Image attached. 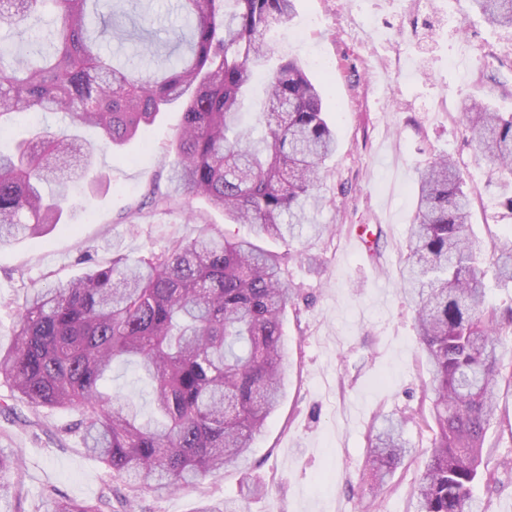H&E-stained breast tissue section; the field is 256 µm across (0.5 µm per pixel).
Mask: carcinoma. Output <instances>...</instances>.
Wrapping results in <instances>:
<instances>
[{
  "mask_svg": "<svg viewBox=\"0 0 512 512\" xmlns=\"http://www.w3.org/2000/svg\"><path fill=\"white\" fill-rule=\"evenodd\" d=\"M124 0H0V133L16 117L50 112L68 118L38 128L15 151H0V244L40 236L61 223L70 190L61 177L93 145L74 132L94 127L115 146L133 139L158 112L177 106L167 191L207 198L232 224L289 245L320 200L322 165L337 147L322 91L284 58L269 73L256 130L242 109L269 52L267 33L287 25L294 0H184L185 55L159 54L141 68L105 35L132 34L116 23ZM491 26L512 27V0H472ZM459 111L486 163L512 187V113L467 96ZM455 161L443 155L421 172L402 271L414 307L420 350L431 373L434 438L417 484L416 512H483L472 486L502 387H512L498 355L512 330V306H485V264L512 283V239L486 248L471 234V205ZM283 256L245 239L202 235L159 256L112 260L82 277L31 291L12 345L0 349V377L34 407L79 413L85 448L123 484L93 502L54 498L49 512H112L141 490L198 483L248 454L254 435L282 398L286 343L282 318L293 290L281 279ZM131 362L151 382L154 423L138 404L105 391L112 366ZM406 418H388L369 439L374 497L410 453ZM19 458L0 453V502L21 498L5 481ZM196 512H245L243 501H201Z\"/></svg>",
  "mask_w": 512,
  "mask_h": 512,
  "instance_id": "1",
  "label": "carcinoma"
}]
</instances>
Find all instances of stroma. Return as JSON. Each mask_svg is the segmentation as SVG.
I'll list each match as a JSON object with an SVG mask.
<instances>
[{"instance_id": "35a3bbf8", "label": "stroma", "mask_w": 512, "mask_h": 512, "mask_svg": "<svg viewBox=\"0 0 512 512\" xmlns=\"http://www.w3.org/2000/svg\"><path fill=\"white\" fill-rule=\"evenodd\" d=\"M295 8L287 26L268 34L270 54L297 59L321 86L338 147L322 171L323 205L311 215L329 233L289 247L261 242L285 255L282 276L298 290L283 323L284 396L244 465L175 492H140L134 512H196L203 499H243L248 512H416L418 468L433 436L432 391L401 272L420 171L452 156L472 193L476 236L486 245L512 238V212L496 203L502 188L459 112L470 95L512 113V29L489 27L469 0H295ZM180 121V110L167 108L119 148L81 128L96 144L97 180L73 167L67 181L78 207L66 223L0 246L1 348L11 345L31 289L201 234L254 239L252 225L226 223L202 197L146 205L151 189L167 186L165 154ZM358 234L366 253L352 243ZM402 414L411 418L404 436L413 455L377 499L368 438L384 418ZM76 419L71 410L15 399L0 381V451L20 457L8 479L23 489L25 512H47L58 497L93 500L110 485L103 462L72 431ZM485 448L496 481L478 483L473 495L488 512H512V471L502 465L512 457V390L501 393ZM257 480L265 493L248 496Z\"/></svg>"}]
</instances>
